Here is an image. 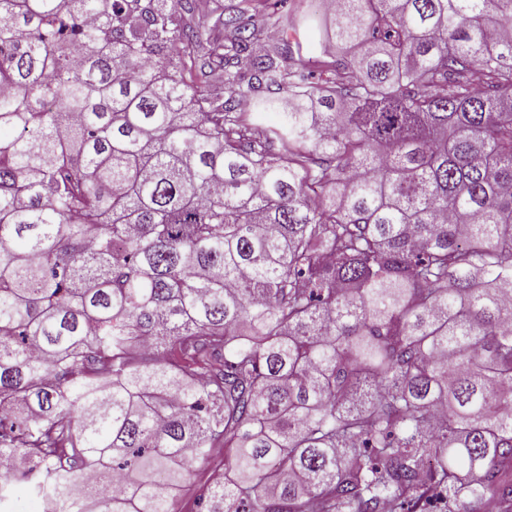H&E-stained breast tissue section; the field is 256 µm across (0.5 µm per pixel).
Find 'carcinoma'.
Listing matches in <instances>:
<instances>
[{
	"label": "carcinoma",
	"mask_w": 512,
	"mask_h": 512,
	"mask_svg": "<svg viewBox=\"0 0 512 512\" xmlns=\"http://www.w3.org/2000/svg\"><path fill=\"white\" fill-rule=\"evenodd\" d=\"M275 7L0 0V456L44 512L212 448L208 512H512V0L300 63Z\"/></svg>",
	"instance_id": "carcinoma-1"
}]
</instances>
